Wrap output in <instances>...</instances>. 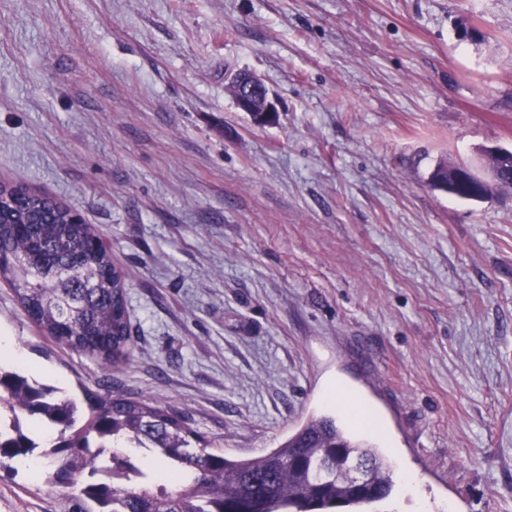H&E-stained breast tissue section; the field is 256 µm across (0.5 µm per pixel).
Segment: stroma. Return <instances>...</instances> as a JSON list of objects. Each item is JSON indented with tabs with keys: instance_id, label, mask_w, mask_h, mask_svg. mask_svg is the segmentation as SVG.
<instances>
[{
	"instance_id": "stroma-1",
	"label": "stroma",
	"mask_w": 512,
	"mask_h": 512,
	"mask_svg": "<svg viewBox=\"0 0 512 512\" xmlns=\"http://www.w3.org/2000/svg\"><path fill=\"white\" fill-rule=\"evenodd\" d=\"M247 72L278 117L229 86ZM512 149V0H0V182L96 226L134 353L102 374L0 277L20 368L157 402L225 455L333 386L418 491L377 512H512V189H432ZM0 512H77L27 468ZM239 84L237 95L235 96V102L237 107L242 112H248L251 116L255 112L256 115H260L261 112L270 118H276L277 109L273 102L270 100L269 93L265 85L256 77L241 75L237 78ZM261 97L264 99L265 106L261 112H256L253 106V102L256 98ZM460 170L459 164L442 161L432 171L430 183L435 189L446 192L450 196L471 200L477 194L471 184L479 190L496 179V173L491 170H487L485 176H480L465 166L462 167V176L471 183L469 184L458 178Z\"/></svg>"
}]
</instances>
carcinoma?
<instances>
[{
    "label": "carcinoma",
    "instance_id": "cac0c4a2",
    "mask_svg": "<svg viewBox=\"0 0 512 512\" xmlns=\"http://www.w3.org/2000/svg\"><path fill=\"white\" fill-rule=\"evenodd\" d=\"M485 165L500 167L493 187L512 188L511 167L490 153ZM460 170L442 161L430 183L469 200L476 191ZM0 210V275L39 331L105 369L123 365L133 351L131 273L96 244L92 225L72 222L71 208L49 195L3 186ZM40 448L52 457L45 483L78 490V512H367L393 490L380 450L332 416L308 419L261 456L229 458L158 405L90 390L76 400L0 366V467L10 470ZM130 448L147 449L152 469L133 463ZM336 453L365 459L369 493L353 490L344 467L325 463Z\"/></svg>",
    "mask_w": 512,
    "mask_h": 512
}]
</instances>
